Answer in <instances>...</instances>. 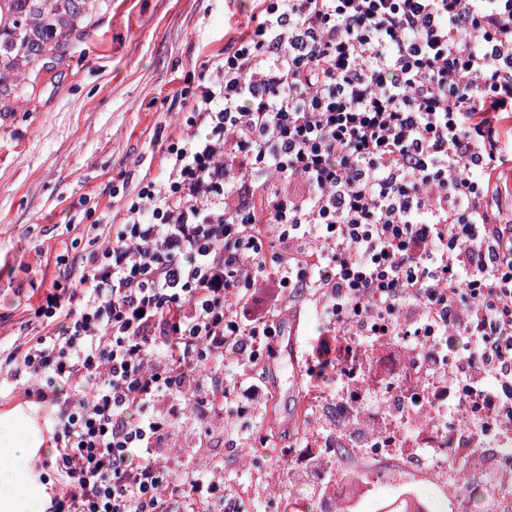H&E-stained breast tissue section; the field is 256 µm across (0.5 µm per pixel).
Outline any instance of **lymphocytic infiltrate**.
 Segmentation results:
<instances>
[{"label": "lymphocytic infiltrate", "instance_id": "lymphocytic-infiltrate-1", "mask_svg": "<svg viewBox=\"0 0 512 512\" xmlns=\"http://www.w3.org/2000/svg\"><path fill=\"white\" fill-rule=\"evenodd\" d=\"M73 287L0 364L50 411L45 512H225L158 453L223 415L228 356L253 364L282 299L321 297L337 336L466 353L448 399L512 405V0H256ZM266 284L271 301L256 305Z\"/></svg>", "mask_w": 512, "mask_h": 512}]
</instances>
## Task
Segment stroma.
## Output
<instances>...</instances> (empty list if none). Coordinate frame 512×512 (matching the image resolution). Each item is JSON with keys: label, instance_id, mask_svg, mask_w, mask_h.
<instances>
[{"label": "stroma", "instance_id": "1", "mask_svg": "<svg viewBox=\"0 0 512 512\" xmlns=\"http://www.w3.org/2000/svg\"><path fill=\"white\" fill-rule=\"evenodd\" d=\"M252 0H104L86 34L65 56L33 78L27 95L0 117V348L25 342L39 328L34 311L52 284L66 288L93 249L98 224L121 222L126 192L139 179L163 176V152L177 137L196 86L214 80L213 55L230 36L250 28ZM299 313L283 320L291 348L277 346L267 359L274 408L264 399L243 401L213 430L199 450L201 420L177 429L160 457L194 458L208 467L220 460L216 479L225 489H246L248 512H322L319 490L348 489L351 463L334 459L303 468L289 447L317 457V444L290 437L301 388L325 378L326 401L336 397V374L320 375L314 354L334 334L322 305L309 298L284 304ZM0 425L25 429L36 451L33 470L52 448L43 418L20 392H0ZM283 484L299 482L297 494L267 493L261 474ZM398 471L369 477L351 512H379L381 500L411 485Z\"/></svg>", "mask_w": 512, "mask_h": 512}]
</instances>
